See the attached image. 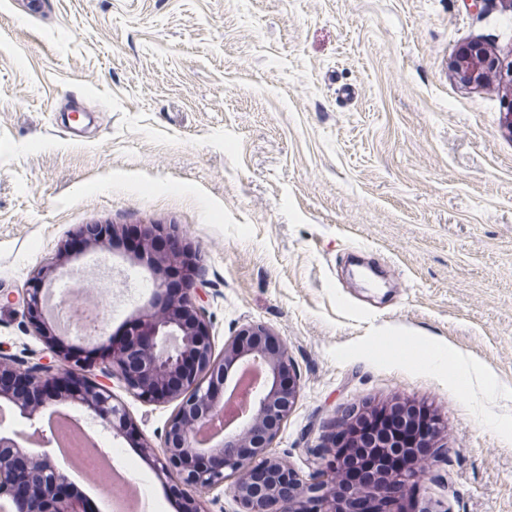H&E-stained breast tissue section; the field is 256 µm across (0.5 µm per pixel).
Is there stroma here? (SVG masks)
Instances as JSON below:
<instances>
[{
    "label": "stroma",
    "mask_w": 512,
    "mask_h": 512,
    "mask_svg": "<svg viewBox=\"0 0 512 512\" xmlns=\"http://www.w3.org/2000/svg\"><path fill=\"white\" fill-rule=\"evenodd\" d=\"M512 60L502 0H0V349L42 351L5 300L81 225L165 224L201 257L216 353L246 323L300 378L273 444L300 475L355 407L440 422L405 512H512ZM452 351L488 385L428 361ZM144 439L173 408L123 395ZM152 490L153 459L119 439ZM452 70L465 84H481L490 75L499 78L509 90L510 98L504 103L507 124L512 130V64H505L497 54L480 44H472L457 53Z\"/></svg>",
    "instance_id": "obj_1"
}]
</instances>
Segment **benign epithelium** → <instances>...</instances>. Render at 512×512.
I'll return each instance as SVG.
<instances>
[{"label":"benign epithelium","mask_w":512,"mask_h":512,"mask_svg":"<svg viewBox=\"0 0 512 512\" xmlns=\"http://www.w3.org/2000/svg\"><path fill=\"white\" fill-rule=\"evenodd\" d=\"M452 70L469 85L494 75L512 94V64L480 44L458 52ZM125 234L123 225L85 224L59 248L55 262L29 279L17 302L32 335L51 357L25 365L0 355V400L22 419L58 404L78 406L115 438L133 436L136 428L114 387L145 403H174L159 444L144 439L140 447L154 458L160 481L181 500V512H206L205 495L226 483L241 512H345L337 463L330 460L326 468L300 479L272 453L300 391L285 342L267 326L247 323L225 341L223 355L215 354L199 256L180 243L176 229L157 224L141 228L136 259L155 273L153 294L149 312L131 322L126 336L89 335L83 348L64 343L47 316V285L66 272L73 254L114 250ZM244 364L263 372L249 415L231 434L199 439V430L223 414L224 391L231 389ZM342 425L346 435L338 439L331 434V446L340 443L375 461V476L347 493L363 504L382 496L386 512H403L399 497L384 496L392 482L381 459L410 439L366 428L360 411L349 413ZM1 498L14 504V512L89 510L53 458L21 444L19 434L2 430Z\"/></svg>","instance_id":"7a95c632"}]
</instances>
